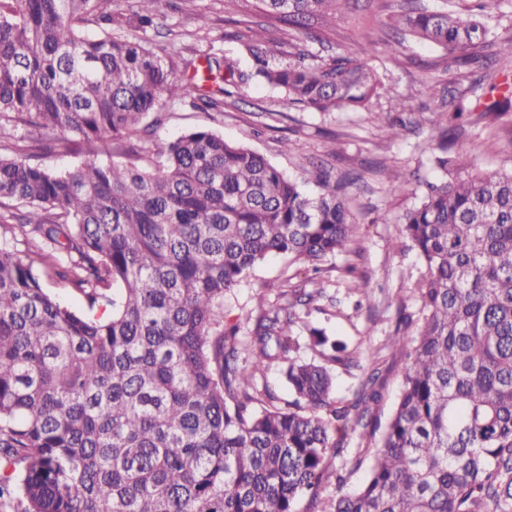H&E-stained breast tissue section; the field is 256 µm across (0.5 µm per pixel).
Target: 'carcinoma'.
Segmentation results:
<instances>
[{"label":"carcinoma","instance_id":"carcinoma-1","mask_svg":"<svg viewBox=\"0 0 512 512\" xmlns=\"http://www.w3.org/2000/svg\"><path fill=\"white\" fill-rule=\"evenodd\" d=\"M113 2L0 0V207H23L18 229L38 257L0 247V497L18 512H512V170L429 184L403 215L425 267L420 325L410 345L391 337L409 348L403 387L371 428L374 380L337 401L330 365L357 368L358 357L307 321L320 302L336 305L325 263L359 230L336 186L318 175L312 191L208 129L160 145L146 167L93 160L109 138L142 157L144 119L164 99L216 107L233 96L218 60L206 58L216 89L205 92L137 36L112 33L155 27L161 0H134L129 16ZM258 2L303 30L349 0ZM478 2L477 15L411 8L394 23L475 64L494 43L487 9L499 0ZM281 46L243 39L252 70L239 78L320 112L379 97L360 59L299 53L269 66ZM76 141L92 160L38 162ZM436 164L468 160L445 146ZM271 255L314 287L258 295L243 342L224 297ZM47 279L71 284L84 309ZM273 368L291 399L264 381ZM349 428L370 447L368 480L325 501ZM46 288L55 295L57 299L73 308L81 309L84 307L83 296L71 285L60 281L46 282Z\"/></svg>","mask_w":512,"mask_h":512}]
</instances>
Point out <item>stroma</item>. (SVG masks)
<instances>
[{"mask_svg": "<svg viewBox=\"0 0 512 512\" xmlns=\"http://www.w3.org/2000/svg\"><path fill=\"white\" fill-rule=\"evenodd\" d=\"M254 0H163L157 28L142 33L143 44L179 78L193 63L213 56L221 65L249 71L250 59L240 53L239 38L249 31L280 39L279 62L292 61L298 51L320 60L346 54L367 60L378 73L382 96L371 111L319 112L291 104L283 92L250 82L225 99L223 110H203L179 100H164L155 111L159 123L153 144L194 129H209L226 140L263 155L288 176L306 178L320 171L331 180L348 178L343 190L360 230L351 252L331 258L330 288L336 310L313 314L356 348V373L335 367L337 400L352 401L360 379L376 374L380 390L377 414L387 420L403 385L405 352L390 347L391 336L412 337L419 302L415 282L425 272L415 251L399 246V219L419 201L423 183L446 181L435 164L438 123L447 122L441 101L449 89L462 93L467 108L457 151L470 160L468 174H491L512 168V111L497 116L489 105L499 100L489 83L512 79V59L498 55L488 69H457L447 52L396 33L393 19L409 4L448 9L466 15L474 0H351L335 19L322 24L321 40H313L258 12ZM437 86L429 96L427 83ZM402 122L398 137H388V122ZM354 266L363 277L369 300L360 303L345 273ZM297 269L276 256L257 265L224 299V319L233 323L256 305L260 292L276 291ZM370 453L356 433H348L335 467L345 476L344 491L357 493L365 484Z\"/></svg>", "mask_w": 512, "mask_h": 512, "instance_id": "stroma-1", "label": "stroma"}]
</instances>
